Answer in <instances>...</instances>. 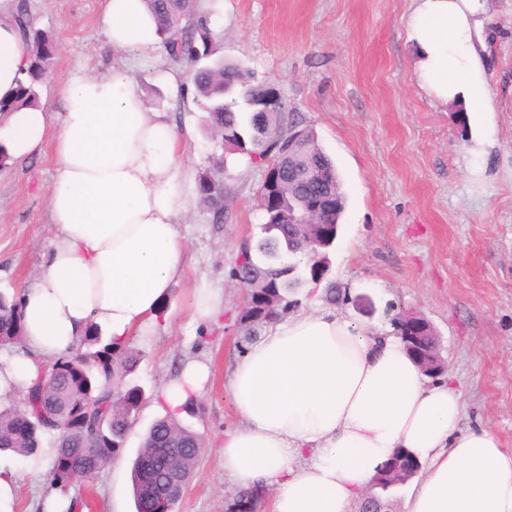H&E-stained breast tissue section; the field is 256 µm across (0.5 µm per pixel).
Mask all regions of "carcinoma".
I'll return each instance as SVG.
<instances>
[{
  "mask_svg": "<svg viewBox=\"0 0 512 512\" xmlns=\"http://www.w3.org/2000/svg\"><path fill=\"white\" fill-rule=\"evenodd\" d=\"M155 17L165 55L192 63L188 84L180 97L192 100L204 113L203 123L212 140L227 154L246 155L251 160L282 158L279 173L263 182L258 200L264 212L265 236L256 244L245 243L237 256L235 275L249 295L238 319L243 340L257 337L258 329L280 320L291 303L288 290L301 279L289 255L311 258L310 234L301 225L308 200L325 193L334 200L326 223L338 224L345 209L340 178L331 158L319 145L313 131L300 127L284 112H263L264 134H254L256 113L246 107L264 100L271 84L254 83L249 72L236 62L217 55L218 47L207 18L194 12L195 0H146ZM18 15L32 44L25 78L11 101L0 100V115L23 103L39 104L37 86L51 69L58 44L28 18L25 2ZM197 196L212 214V223H224V160L199 175ZM23 298L0 291V347L23 344ZM141 361L129 340L104 338L101 328L90 325L78 348L51 362L31 384L21 407L0 406V452L30 457L43 451L42 436L57 433L49 449L53 458L50 482L67 488L74 480L96 473L109 458L121 456L126 437L147 396L129 381ZM203 448L202 436L172 414L157 419L148 429L138 453L151 452L157 467L141 473L138 459L131 466V486L136 512H174L178 499L160 502L157 492L172 471L189 482Z\"/></svg>",
  "mask_w": 512,
  "mask_h": 512,
  "instance_id": "1",
  "label": "carcinoma"
}]
</instances>
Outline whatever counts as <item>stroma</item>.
Returning <instances> with one entry per match:
<instances>
[{
  "label": "stroma",
  "mask_w": 512,
  "mask_h": 512,
  "mask_svg": "<svg viewBox=\"0 0 512 512\" xmlns=\"http://www.w3.org/2000/svg\"><path fill=\"white\" fill-rule=\"evenodd\" d=\"M38 28L59 45L40 87L62 110L76 74L107 75L112 51L101 31V0H27ZM225 60L277 86L285 112L313 129L334 160L347 204L322 282L288 293L292 314L327 308L356 327L391 332L401 310L423 314L439 338L445 373L462 392L463 424L493 430L512 448V0H488L476 38L485 48L487 112H458L418 84L407 38L412 0H198ZM147 111L162 114L184 140L189 206L179 219L185 277L164 301L165 319L131 336L142 354L133 381L148 400L119 461L66 489L50 484L52 456L0 452L15 472V512H135L130 467L150 424L163 416V387L191 362L211 375L193 412L180 421L201 434L204 450L175 512H235L237 489L224 478L222 445L241 426L225 380L240 356L237 322L245 290L234 277L240 246L261 238L258 188L264 167L231 156L224 171V221L196 193L199 174L221 156L193 101L157 75L135 69ZM51 146L0 169V291L20 293L39 275L53 237L47 190ZM221 294L220 324L193 318L194 290Z\"/></svg>",
  "instance_id": "35a3bbf8"
}]
</instances>
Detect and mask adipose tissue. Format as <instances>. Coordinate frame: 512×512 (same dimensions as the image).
Masks as SVG:
<instances>
[{
	"label": "adipose tissue",
	"mask_w": 512,
	"mask_h": 512,
	"mask_svg": "<svg viewBox=\"0 0 512 512\" xmlns=\"http://www.w3.org/2000/svg\"><path fill=\"white\" fill-rule=\"evenodd\" d=\"M408 37L422 89L466 111L490 105L473 29L486 0H413ZM115 60L77 75L63 110L0 116V147L24 162L51 146L54 239L23 294L26 349L0 362V392L20 389L76 348L90 324L124 340L154 322L185 268L182 142L146 111L132 64L159 49L146 0H102ZM29 61L15 0H0V99ZM229 388L243 424L224 434V476L269 492L268 512H352L400 448L424 467L404 512H512V450L486 428L464 430L452 379L427 381L397 336L357 329L333 309L270 324L236 360Z\"/></svg>",
	"instance_id": "1"
}]
</instances>
